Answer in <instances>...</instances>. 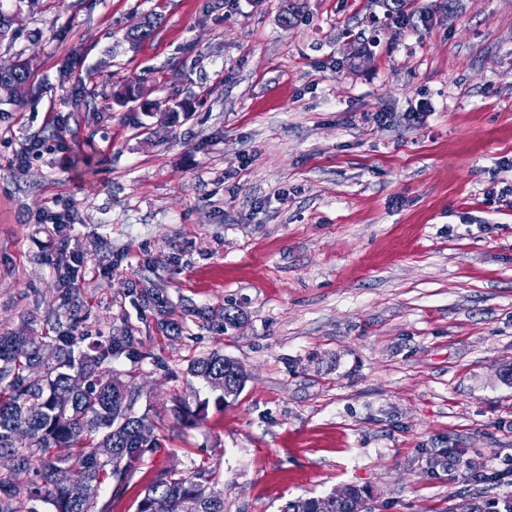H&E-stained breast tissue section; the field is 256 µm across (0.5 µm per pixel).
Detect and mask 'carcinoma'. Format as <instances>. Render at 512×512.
Returning <instances> with one entry per match:
<instances>
[{
	"label": "carcinoma",
	"instance_id": "cac0c4a2",
	"mask_svg": "<svg viewBox=\"0 0 512 512\" xmlns=\"http://www.w3.org/2000/svg\"><path fill=\"white\" fill-rule=\"evenodd\" d=\"M141 32L125 35L135 48L161 24L144 16ZM29 80L28 65L0 75L18 99ZM133 303L158 312L168 299L159 292L130 288ZM52 336L20 328L0 332V512H112V497L125 493L134 475L161 448L157 426L136 410L139 394L112 373V360L138 364L147 358L137 337L110 336L89 351L78 349L75 336L77 289L67 288ZM50 348L53 358H43ZM188 393L176 400L174 413L188 425L202 420L209 401L197 397L194 383L221 392L224 401L239 395L246 381L242 366L213 351L186 369ZM214 474L203 467L164 471L149 478L136 498L135 512H224V498L208 489ZM112 496L102 495L104 486ZM364 490L352 487L343 499L310 497L290 501L284 512H355ZM468 512H512V496L462 501Z\"/></svg>",
	"mask_w": 512,
	"mask_h": 512
}]
</instances>
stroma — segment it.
<instances>
[{"label": "stroma", "mask_w": 512, "mask_h": 512, "mask_svg": "<svg viewBox=\"0 0 512 512\" xmlns=\"http://www.w3.org/2000/svg\"><path fill=\"white\" fill-rule=\"evenodd\" d=\"M456 2L305 0L286 27L288 0H20L0 331L43 332L80 253L79 335L149 354L112 363L162 437L147 473L213 471L224 512L351 485L372 512L512 495V0ZM49 211L73 212L68 244ZM224 306V331L189 314ZM216 350L245 386L181 425L187 365ZM128 293L134 296L133 303L140 308H152L165 313L168 299L163 293L149 292L142 288H128Z\"/></svg>", "instance_id": "1"}]
</instances>
